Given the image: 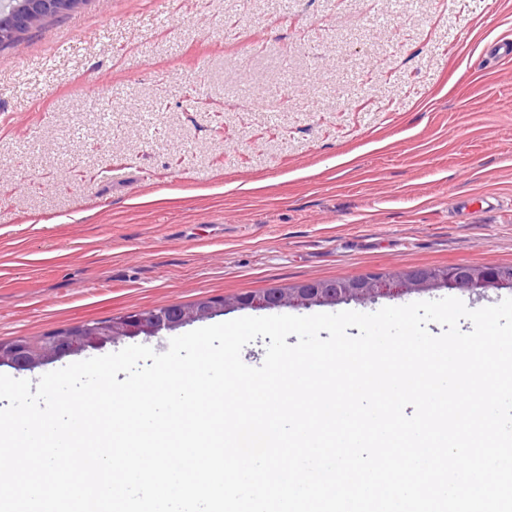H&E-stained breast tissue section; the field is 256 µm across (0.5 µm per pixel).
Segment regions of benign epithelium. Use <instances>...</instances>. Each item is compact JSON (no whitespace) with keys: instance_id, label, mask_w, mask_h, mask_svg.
<instances>
[{"instance_id":"1","label":"benign epithelium","mask_w":512,"mask_h":512,"mask_svg":"<svg viewBox=\"0 0 512 512\" xmlns=\"http://www.w3.org/2000/svg\"><path fill=\"white\" fill-rule=\"evenodd\" d=\"M68 0H23L24 9L11 7L0 16V27L29 28L37 19L62 10ZM512 287V271L502 265L485 264L464 270L451 267H417L398 271L386 279L378 277L339 278L306 281L285 288H269L260 294L234 298L200 299L186 306H162L116 317L109 322L87 321L46 336L0 340V365L31 370L64 356L79 354L121 337L154 335L174 330L197 320L208 319L228 307L275 309L284 306L310 307L362 302L405 293L448 288L481 291Z\"/></svg>"}]
</instances>
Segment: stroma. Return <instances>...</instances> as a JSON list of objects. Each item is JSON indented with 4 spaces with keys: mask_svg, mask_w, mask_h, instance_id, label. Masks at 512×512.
Here are the masks:
<instances>
[{
    "mask_svg": "<svg viewBox=\"0 0 512 512\" xmlns=\"http://www.w3.org/2000/svg\"><path fill=\"white\" fill-rule=\"evenodd\" d=\"M512 0H83L0 46V340L512 264ZM445 288L350 302L372 313Z\"/></svg>",
    "mask_w": 512,
    "mask_h": 512,
    "instance_id": "35a3bbf8",
    "label": "stroma"
}]
</instances>
